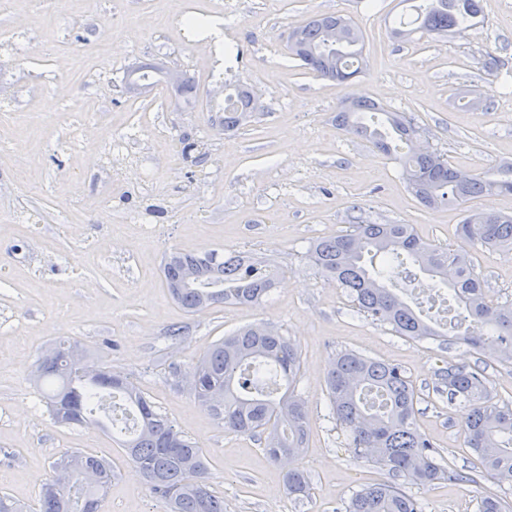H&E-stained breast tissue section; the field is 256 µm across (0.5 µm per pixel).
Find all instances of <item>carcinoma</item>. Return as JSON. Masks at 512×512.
I'll use <instances>...</instances> for the list:
<instances>
[{
    "mask_svg": "<svg viewBox=\"0 0 512 512\" xmlns=\"http://www.w3.org/2000/svg\"><path fill=\"white\" fill-rule=\"evenodd\" d=\"M414 15L391 29L399 39L433 38L484 27L482 0H412ZM336 27L340 42L326 44V29ZM298 41L293 54L317 77L348 84L367 68L362 33L342 15H315L293 27ZM251 92L229 93L224 130L237 129L248 115ZM336 120L347 135L369 141L379 152L397 161L413 197L425 207L460 206L496 194H512V163L501 162L476 172L459 169L438 151H418L419 128L413 119L383 105L361 99L343 103ZM461 235L485 247H512V215L496 211H466ZM308 259L338 286L367 316L389 325L411 340H435L439 327L426 322L389 287L393 263L408 260L448 286L458 309L466 313V328L456 340L489 357L503 347L512 360V304L490 299L488 288L473 260L466 254L420 239L409 224H355L353 230L318 240ZM198 273V286L182 288L184 272ZM166 288L188 313L232 300L258 304L278 278L271 270L264 278L246 267L239 255L219 257L171 253L163 267ZM77 343L61 340L49 346L31 372L48 386L44 399L57 424L81 426L101 412L127 460L141 472L151 492L167 501L171 512H224V496L212 486L209 462L203 451L167 417L155 409L129 378L110 368L105 386L79 375ZM301 354L288 337L264 325L244 327L205 351L193 367L194 396L209 414L237 434L264 437L268 461H297L309 435L307 408L295 392ZM450 399L462 407L466 447L482 469L467 473L438 462L439 452L416 425V390L404 370L351 350L339 352L329 364L326 387L336 424L346 433L357 458L383 468L392 480L355 492L345 512H423L421 503L396 483L401 478L421 485L441 480L499 479L512 473V406L492 401L482 373L451 366L440 373ZM66 465L87 473L91 483L78 498L49 480L41 490L38 512H102L115 477L108 456L75 449L63 454L53 469ZM288 497L309 496L308 473L299 466L285 474ZM478 512H508L503 499L487 495Z\"/></svg>",
    "mask_w": 512,
    "mask_h": 512,
    "instance_id": "cac0c4a2",
    "label": "carcinoma"
}]
</instances>
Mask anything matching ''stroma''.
Instances as JSON below:
<instances>
[{"mask_svg":"<svg viewBox=\"0 0 512 512\" xmlns=\"http://www.w3.org/2000/svg\"><path fill=\"white\" fill-rule=\"evenodd\" d=\"M487 24L456 38L392 39L402 0H233L224 25L241 50L212 70L189 42L181 0H0V492L36 508L52 463L80 448L109 454L118 476L104 512H170L152 494L107 427L54 423L30 371L55 341L80 343L112 367L202 448L224 512H343L386 471L351 453L330 410L325 376L342 350L403 366L418 395L419 429L444 462L479 467L464 445L460 406L434 391L439 371L483 369L493 401L512 403V378L456 341H412L360 313L311 265L317 239L355 224H409L424 241L469 253L492 295L512 303V249L488 250L457 231L461 211L425 207L400 167L369 142L345 135L336 113L364 97L411 116L423 140L457 167L512 161V93L486 68L512 63V0H484ZM352 18L364 35V75L340 85L302 68L284 49L290 26L320 14ZM151 63L193 77L195 105L169 83L123 91L127 69ZM227 84L253 89L260 108L236 130L217 123L210 99ZM479 90L484 104L461 108ZM137 129L123 156L110 139ZM199 143L186 162L179 140ZM152 171L137 184L127 163ZM159 227L147 233L134 216ZM236 252L281 269L265 301L188 313L171 298L162 268L171 252ZM267 324L301 352L296 387L305 400L308 446L298 464L308 499L284 489L256 439L225 431L181 376L210 345L238 328ZM181 328L170 337L171 328ZM403 490L424 512H477L512 484L486 479Z\"/></svg>","mask_w":512,"mask_h":512,"instance_id":"35a3bbf8","label":"stroma"}]
</instances>
